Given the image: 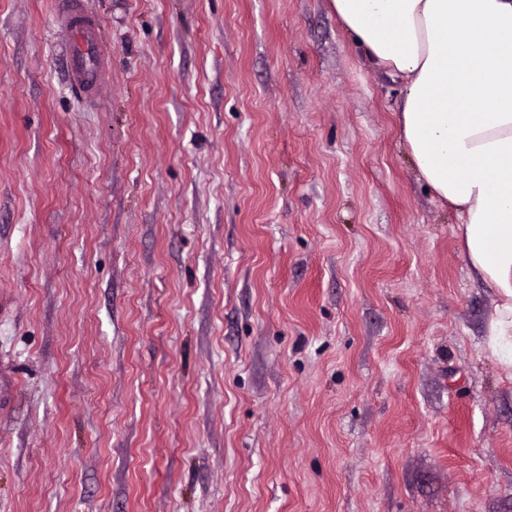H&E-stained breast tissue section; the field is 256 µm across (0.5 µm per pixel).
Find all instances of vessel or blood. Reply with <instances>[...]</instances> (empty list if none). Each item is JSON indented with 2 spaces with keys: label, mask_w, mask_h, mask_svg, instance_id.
Wrapping results in <instances>:
<instances>
[{
  "label": "vessel or blood",
  "mask_w": 512,
  "mask_h": 512,
  "mask_svg": "<svg viewBox=\"0 0 512 512\" xmlns=\"http://www.w3.org/2000/svg\"><path fill=\"white\" fill-rule=\"evenodd\" d=\"M58 6L70 33L66 54L68 77L87 97H100L108 79V59L96 37L95 24L84 13L82 0H58Z\"/></svg>",
  "instance_id": "vessel-or-blood-1"
}]
</instances>
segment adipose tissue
<instances>
[{
  "label": "adipose tissue",
  "mask_w": 512,
  "mask_h": 512,
  "mask_svg": "<svg viewBox=\"0 0 512 512\" xmlns=\"http://www.w3.org/2000/svg\"><path fill=\"white\" fill-rule=\"evenodd\" d=\"M367 58L401 78L399 139L496 293L486 349L512 373V0H330Z\"/></svg>",
  "instance_id": "ef3b65f1"
}]
</instances>
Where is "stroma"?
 Segmentation results:
<instances>
[{"label": "stroma", "instance_id": "35a3bbf8", "mask_svg": "<svg viewBox=\"0 0 512 512\" xmlns=\"http://www.w3.org/2000/svg\"><path fill=\"white\" fill-rule=\"evenodd\" d=\"M0 0V512H512L495 294L329 0ZM57 1L69 26L68 77L87 97L100 98L108 79V59L96 37L94 21L84 13L82 0Z\"/></svg>", "mask_w": 512, "mask_h": 512}]
</instances>
